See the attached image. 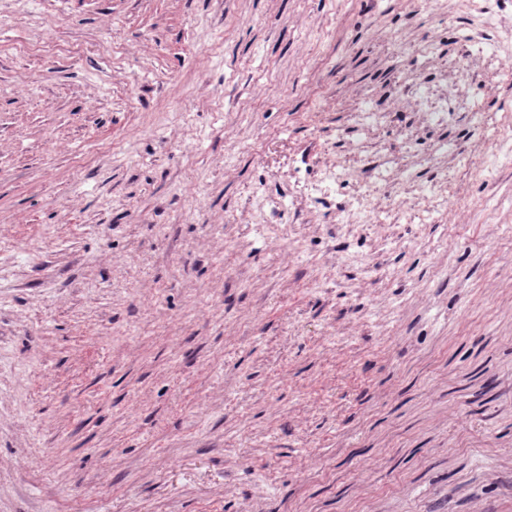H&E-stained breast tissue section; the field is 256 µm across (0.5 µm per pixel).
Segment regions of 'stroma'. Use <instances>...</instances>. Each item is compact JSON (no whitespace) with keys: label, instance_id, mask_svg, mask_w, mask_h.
I'll use <instances>...</instances> for the list:
<instances>
[{"label":"stroma","instance_id":"35a3bbf8","mask_svg":"<svg viewBox=\"0 0 512 512\" xmlns=\"http://www.w3.org/2000/svg\"><path fill=\"white\" fill-rule=\"evenodd\" d=\"M0 512H512V0H0Z\"/></svg>","mask_w":512,"mask_h":512}]
</instances>
